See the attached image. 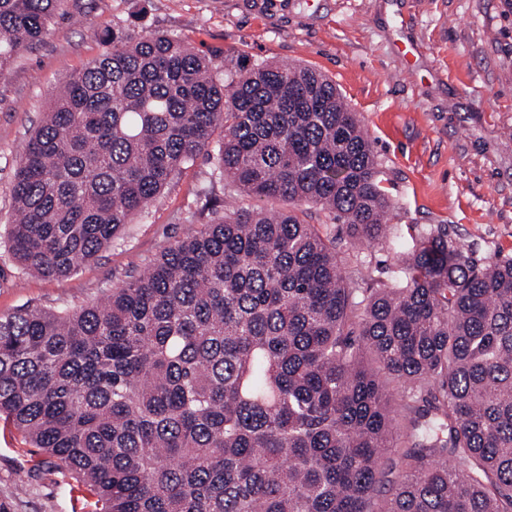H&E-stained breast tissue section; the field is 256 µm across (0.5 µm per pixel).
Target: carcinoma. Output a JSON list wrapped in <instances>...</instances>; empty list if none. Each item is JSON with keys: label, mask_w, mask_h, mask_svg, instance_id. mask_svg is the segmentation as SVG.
Segmentation results:
<instances>
[{"label": "carcinoma", "mask_w": 512, "mask_h": 512, "mask_svg": "<svg viewBox=\"0 0 512 512\" xmlns=\"http://www.w3.org/2000/svg\"><path fill=\"white\" fill-rule=\"evenodd\" d=\"M59 4L0 0V76ZM104 40L18 161L24 274L94 259L218 129L214 172L284 207L215 212L90 306L0 316V419L85 512H512V255L416 227L402 281L349 267L336 236L385 243L391 202L331 79Z\"/></svg>", "instance_id": "obj_1"}]
</instances>
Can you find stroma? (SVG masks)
<instances>
[{"mask_svg":"<svg viewBox=\"0 0 512 512\" xmlns=\"http://www.w3.org/2000/svg\"><path fill=\"white\" fill-rule=\"evenodd\" d=\"M176 36L217 74L300 63L335 81L378 157L398 235L443 225L473 257L512 254V0H63L42 39L0 78V235L19 156L65 80L107 49L102 31ZM200 153L111 247L65 278L25 276L0 238V314L103 298L210 219L204 203L272 199L213 178ZM72 476L0 420V512H84Z\"/></svg>","mask_w":512,"mask_h":512,"instance_id":"obj_1","label":"stroma"}]
</instances>
